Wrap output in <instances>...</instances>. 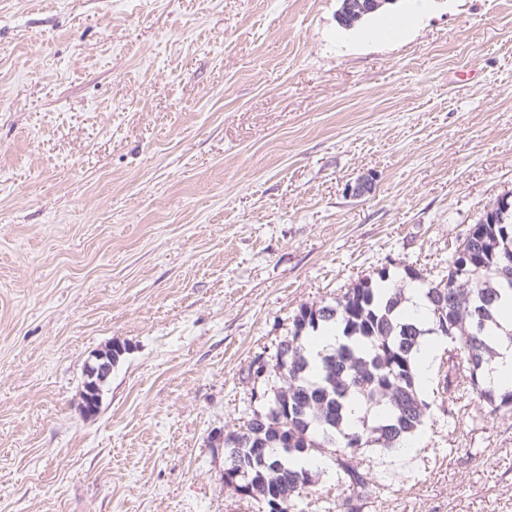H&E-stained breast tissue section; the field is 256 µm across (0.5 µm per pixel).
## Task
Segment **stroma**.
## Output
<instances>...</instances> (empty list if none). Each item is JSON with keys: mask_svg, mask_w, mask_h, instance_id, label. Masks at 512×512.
I'll use <instances>...</instances> for the list:
<instances>
[{"mask_svg": "<svg viewBox=\"0 0 512 512\" xmlns=\"http://www.w3.org/2000/svg\"><path fill=\"white\" fill-rule=\"evenodd\" d=\"M399 7L388 37L338 0H0V512H262L224 485L250 363L512 192V0ZM426 399L362 512H512V419ZM114 346L110 345L98 351L86 365V381L83 393V413L86 416L95 415L100 406L102 386L112 374Z\"/></svg>", "mask_w": 512, "mask_h": 512, "instance_id": "stroma-1", "label": "stroma"}]
</instances>
